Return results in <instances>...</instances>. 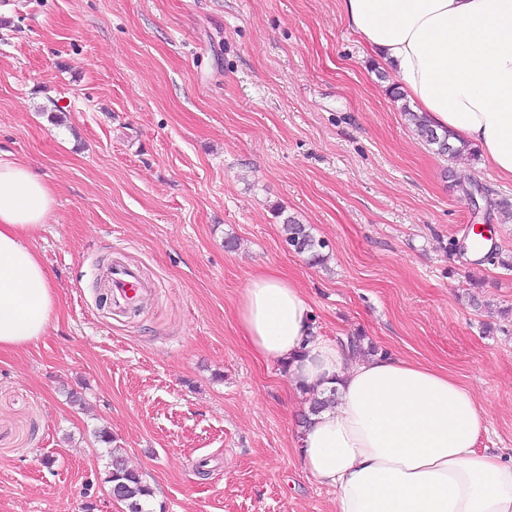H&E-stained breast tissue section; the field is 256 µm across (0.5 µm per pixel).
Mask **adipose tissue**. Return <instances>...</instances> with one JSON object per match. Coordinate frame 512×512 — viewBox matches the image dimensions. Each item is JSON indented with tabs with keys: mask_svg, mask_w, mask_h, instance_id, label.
<instances>
[{
	"mask_svg": "<svg viewBox=\"0 0 512 512\" xmlns=\"http://www.w3.org/2000/svg\"><path fill=\"white\" fill-rule=\"evenodd\" d=\"M350 30L436 130L479 149L512 181V0H341ZM53 207L46 180L0 151V352L46 335L56 311L35 236ZM238 321L293 389L335 393L299 441L336 512H512V459L478 451L486 412L448 373L396 356L354 357L319 336L301 288L251 277Z\"/></svg>",
	"mask_w": 512,
	"mask_h": 512,
	"instance_id": "ef3b65f1",
	"label": "adipose tissue"
}]
</instances>
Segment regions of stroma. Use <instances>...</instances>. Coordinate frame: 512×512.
I'll return each instance as SVG.
<instances>
[{"mask_svg": "<svg viewBox=\"0 0 512 512\" xmlns=\"http://www.w3.org/2000/svg\"><path fill=\"white\" fill-rule=\"evenodd\" d=\"M382 70L338 0H0V149L54 191L34 245L59 300L0 355V512H126L113 446L152 512H334L300 463L306 397L239 327L267 268L319 335L455 378L486 411L478 450L512 457V182L436 154ZM475 224L493 256L462 250ZM118 260L152 288L123 316L100 284ZM284 230L285 241L295 253L306 255L314 264L324 262L326 255L323 254V249L327 245L323 240L317 239L307 225L300 224L294 218L288 217L284 221ZM111 457L104 481L109 485L113 500L115 501L116 496L112 493L116 490L120 494L118 502L123 503L128 512H145L144 503L152 497V489L141 475L127 468L122 455L116 449L112 451Z\"/></svg>", "mask_w": 512, "mask_h": 512, "instance_id": "1", "label": "stroma"}]
</instances>
